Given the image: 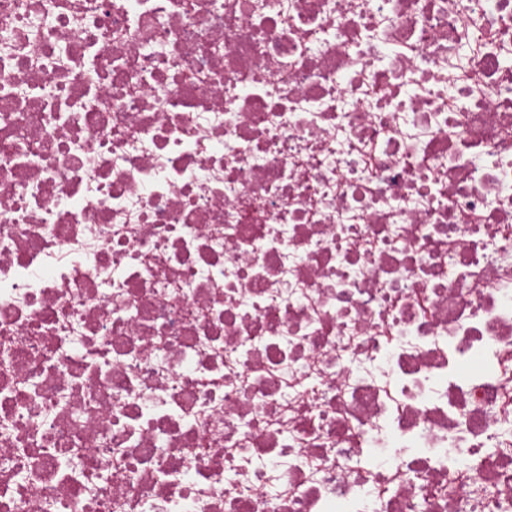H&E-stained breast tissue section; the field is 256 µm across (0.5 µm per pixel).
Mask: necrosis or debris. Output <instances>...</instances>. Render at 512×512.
I'll list each match as a JSON object with an SVG mask.
<instances>
[{
    "mask_svg": "<svg viewBox=\"0 0 512 512\" xmlns=\"http://www.w3.org/2000/svg\"><path fill=\"white\" fill-rule=\"evenodd\" d=\"M0 512H512V0H0Z\"/></svg>",
    "mask_w": 512,
    "mask_h": 512,
    "instance_id": "1",
    "label": "necrosis or debris"
}]
</instances>
